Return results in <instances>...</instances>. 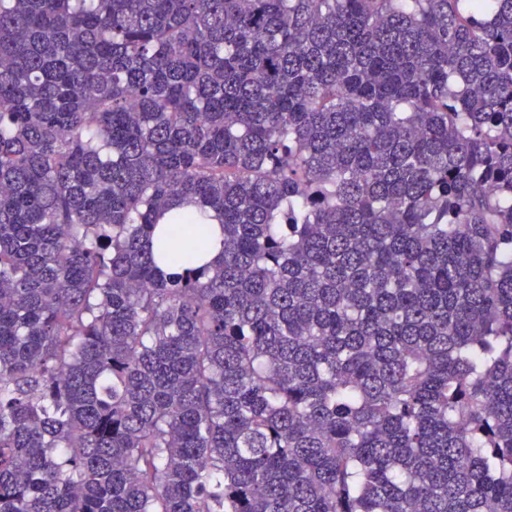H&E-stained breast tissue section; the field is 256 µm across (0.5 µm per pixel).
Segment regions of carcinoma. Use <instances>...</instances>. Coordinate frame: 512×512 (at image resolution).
Wrapping results in <instances>:
<instances>
[{
    "label": "carcinoma",
    "instance_id": "carcinoma-1",
    "mask_svg": "<svg viewBox=\"0 0 512 512\" xmlns=\"http://www.w3.org/2000/svg\"><path fill=\"white\" fill-rule=\"evenodd\" d=\"M0 512H512V0H0Z\"/></svg>",
    "mask_w": 512,
    "mask_h": 512
}]
</instances>
